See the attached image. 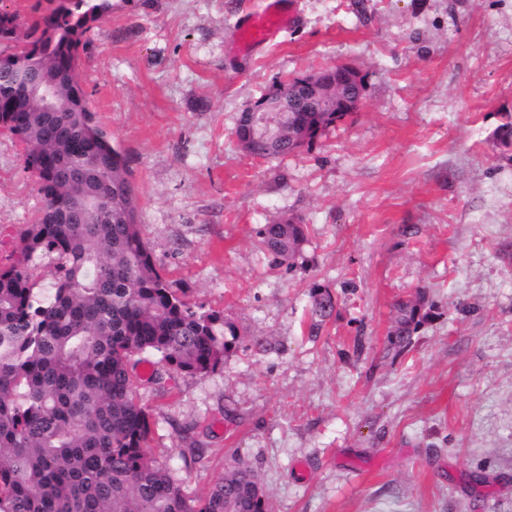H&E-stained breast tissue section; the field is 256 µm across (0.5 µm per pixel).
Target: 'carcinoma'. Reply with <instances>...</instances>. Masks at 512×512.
I'll return each mask as SVG.
<instances>
[{"instance_id": "cac0c4a2", "label": "carcinoma", "mask_w": 512, "mask_h": 512, "mask_svg": "<svg viewBox=\"0 0 512 512\" xmlns=\"http://www.w3.org/2000/svg\"><path fill=\"white\" fill-rule=\"evenodd\" d=\"M110 0H36L27 17L0 8V127L22 136L25 168L41 196L38 222L0 266V512H268L255 471L227 468L202 499H191L148 453L150 414L137 398L130 361L138 355L190 376L223 363L233 326L177 295L139 229L128 161L90 110L79 51L110 12ZM63 76L65 112H34L25 75ZM349 112H295L276 143L249 137L246 113L235 135L264 158L311 148ZM90 173L58 179L61 159ZM99 223L73 224L62 211L87 205ZM260 244L273 261L293 260L305 242L293 218L265 224ZM55 256L52 291H35L37 260ZM334 309L315 287L317 330ZM425 315L396 304L390 344L399 356Z\"/></svg>"}]
</instances>
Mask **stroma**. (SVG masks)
Segmentation results:
<instances>
[{
    "instance_id": "obj_1",
    "label": "stroma",
    "mask_w": 512,
    "mask_h": 512,
    "mask_svg": "<svg viewBox=\"0 0 512 512\" xmlns=\"http://www.w3.org/2000/svg\"><path fill=\"white\" fill-rule=\"evenodd\" d=\"M264 4L112 0L82 56L157 264L237 332L207 375L135 366L148 452L192 498L241 460L272 512H512V0H284L293 23L240 55ZM339 62L352 117L278 159L239 147L249 104ZM24 154L0 133V265L41 206ZM283 217L306 226L289 265L259 246ZM409 298L428 318L397 356ZM334 309L332 295L326 289L319 286L314 287L312 293V314L318 318L311 325L312 330H318L323 320L328 317Z\"/></svg>"
}]
</instances>
